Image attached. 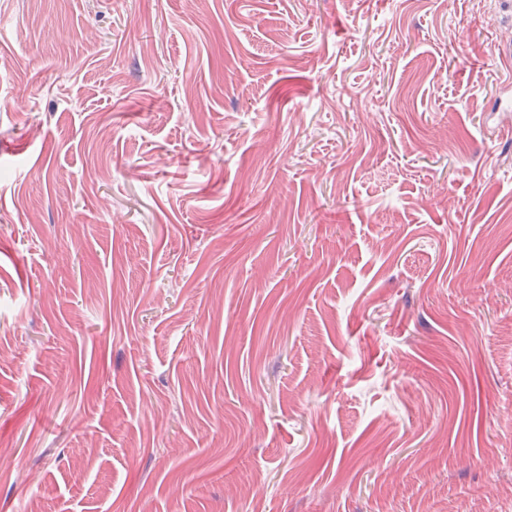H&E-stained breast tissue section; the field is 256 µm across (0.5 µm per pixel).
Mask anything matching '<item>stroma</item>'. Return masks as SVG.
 Wrapping results in <instances>:
<instances>
[{
    "instance_id": "1",
    "label": "stroma",
    "mask_w": 512,
    "mask_h": 512,
    "mask_svg": "<svg viewBox=\"0 0 512 512\" xmlns=\"http://www.w3.org/2000/svg\"><path fill=\"white\" fill-rule=\"evenodd\" d=\"M506 0H0V512H512Z\"/></svg>"
}]
</instances>
